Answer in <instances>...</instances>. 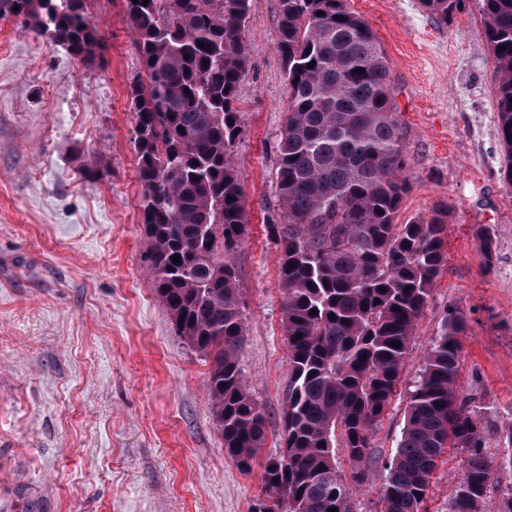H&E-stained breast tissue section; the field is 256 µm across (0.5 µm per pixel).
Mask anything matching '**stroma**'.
<instances>
[{
  "mask_svg": "<svg viewBox=\"0 0 512 512\" xmlns=\"http://www.w3.org/2000/svg\"><path fill=\"white\" fill-rule=\"evenodd\" d=\"M384 49L406 126L411 190L399 223L448 208V263L373 434L355 512H377L424 355L450 308L468 318L458 390L495 467L485 512L512 486V188L502 172L495 62L477 0L446 23L419 0H349ZM104 60L87 70L17 18L0 19V512H254L277 456L290 364L283 340L275 170L288 109L279 0H251L234 152L249 234L235 256L239 356L263 406L251 471L224 453L208 364L177 336L146 272L127 90L146 73L121 0H92ZM95 165L98 175L83 171ZM493 232L485 256L480 228ZM464 457L448 451L424 512H448Z\"/></svg>",
  "mask_w": 512,
  "mask_h": 512,
  "instance_id": "35a3bbf8",
  "label": "stroma"
}]
</instances>
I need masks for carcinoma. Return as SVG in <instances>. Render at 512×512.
<instances>
[{"label":"carcinoma","mask_w":512,"mask_h":512,"mask_svg":"<svg viewBox=\"0 0 512 512\" xmlns=\"http://www.w3.org/2000/svg\"><path fill=\"white\" fill-rule=\"evenodd\" d=\"M122 2L147 74L128 89L147 270L175 334L210 364L224 451L249 471L266 433L239 366L246 326L234 262L248 236L233 154L243 133L236 103L249 66L250 0ZM477 2L496 62L499 145L512 187V0ZM420 4L446 23L464 0ZM11 17L71 49L84 68L101 66L90 0H0V18ZM277 51L288 112L276 171L280 217L267 232L280 251L290 377L282 452L264 465L265 499L254 512H354L352 485L369 477L372 434L447 263L448 207L397 223L409 190L406 129L387 57L347 0H280ZM467 325L448 314L425 354L380 512H421L447 448L464 453L448 512H484L493 466L480 421L458 392ZM340 453L359 463L349 477Z\"/></svg>","instance_id":"carcinoma-1"}]
</instances>
